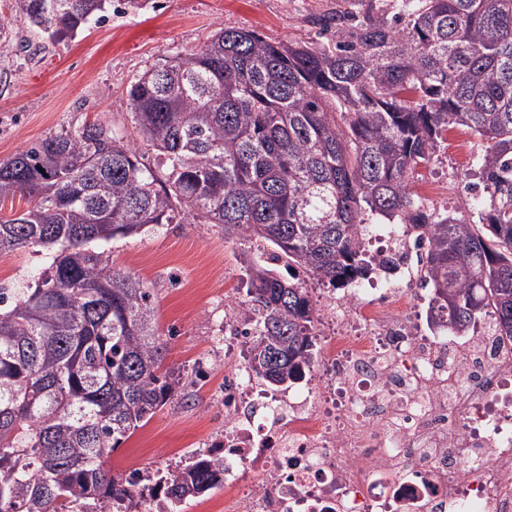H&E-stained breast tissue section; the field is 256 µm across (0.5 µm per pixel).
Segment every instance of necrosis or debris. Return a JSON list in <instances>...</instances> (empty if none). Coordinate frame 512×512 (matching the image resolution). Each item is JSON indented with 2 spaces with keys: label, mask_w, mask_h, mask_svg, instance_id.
Returning a JSON list of instances; mask_svg holds the SVG:
<instances>
[{
  "label": "necrosis or debris",
  "mask_w": 512,
  "mask_h": 512,
  "mask_svg": "<svg viewBox=\"0 0 512 512\" xmlns=\"http://www.w3.org/2000/svg\"><path fill=\"white\" fill-rule=\"evenodd\" d=\"M364 243L393 277L330 292L305 396L273 395L244 362L226 380L233 512H512V341L422 325L408 235L372 224Z\"/></svg>",
  "instance_id": "necrosis-or-debris-1"
}]
</instances>
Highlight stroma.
Wrapping results in <instances>:
<instances>
[{
    "mask_svg": "<svg viewBox=\"0 0 512 512\" xmlns=\"http://www.w3.org/2000/svg\"><path fill=\"white\" fill-rule=\"evenodd\" d=\"M344 0H149L137 13L112 12L61 44L38 34L28 19L0 0V160L42 138L89 123H105L141 153L149 148L130 114L127 89L147 69L198 50L224 28L255 30L283 42L314 40L310 15L342 7ZM462 158L452 135L433 160L412 175V188L437 186L429 211L461 207L456 186L470 180L483 143ZM104 250L113 267L149 288L157 328L167 344L168 367L183 374L180 397L162 406L113 450L112 472L166 468L208 451L224 439V372L236 366L224 351V305L246 298L245 261L256 244L228 239L221 227L185 215L178 224L152 226L117 238ZM50 262L48 252L0 254V286L31 282Z\"/></svg>",
    "mask_w": 512,
    "mask_h": 512,
    "instance_id": "1",
    "label": "stroma"
}]
</instances>
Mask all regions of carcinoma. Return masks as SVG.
<instances>
[{
    "instance_id": "obj_1",
    "label": "carcinoma",
    "mask_w": 512,
    "mask_h": 512,
    "mask_svg": "<svg viewBox=\"0 0 512 512\" xmlns=\"http://www.w3.org/2000/svg\"><path fill=\"white\" fill-rule=\"evenodd\" d=\"M55 43L104 20L112 0H11ZM311 17L319 43L226 28L140 74L127 96L157 169L103 123L51 134L0 160V253L56 248L34 283L0 288V512H166L224 485L200 453L114 474L112 450L179 389L152 294L95 244L169 224L182 208L224 237L264 241L285 272L247 267L238 319L247 361L272 388L317 355L297 269L343 288L373 258L363 214L424 244L429 322L483 321L512 339V0H347ZM463 127L478 220L426 211L410 177ZM20 197L28 209L1 214Z\"/></svg>"
}]
</instances>
